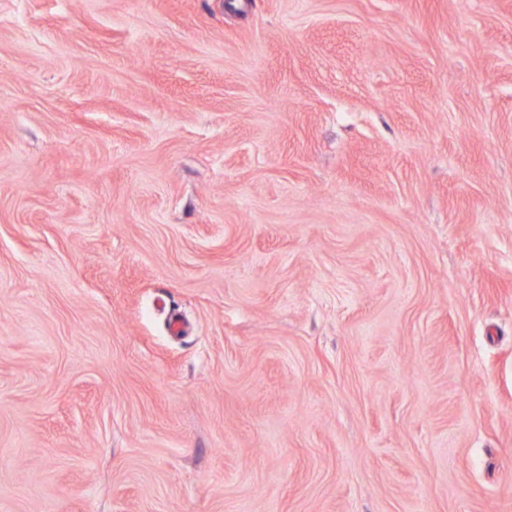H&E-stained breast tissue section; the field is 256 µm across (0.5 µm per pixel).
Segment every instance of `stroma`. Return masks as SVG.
I'll return each instance as SVG.
<instances>
[{"label": "stroma", "instance_id": "stroma-1", "mask_svg": "<svg viewBox=\"0 0 512 512\" xmlns=\"http://www.w3.org/2000/svg\"><path fill=\"white\" fill-rule=\"evenodd\" d=\"M0 512H512V0H0Z\"/></svg>", "mask_w": 512, "mask_h": 512}]
</instances>
